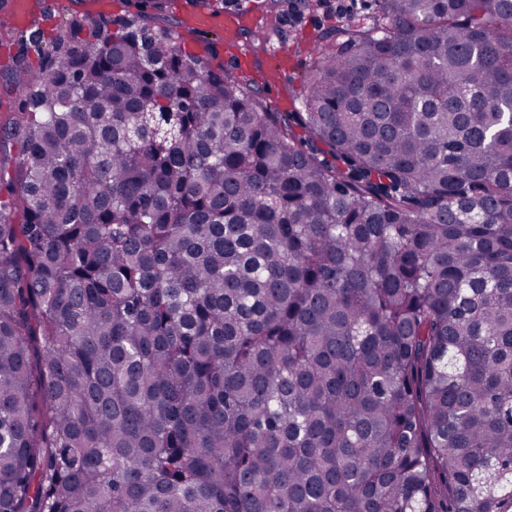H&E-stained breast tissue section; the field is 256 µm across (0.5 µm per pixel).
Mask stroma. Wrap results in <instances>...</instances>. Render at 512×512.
Returning a JSON list of instances; mask_svg holds the SVG:
<instances>
[{"mask_svg":"<svg viewBox=\"0 0 512 512\" xmlns=\"http://www.w3.org/2000/svg\"><path fill=\"white\" fill-rule=\"evenodd\" d=\"M44 14L39 15V27L44 33L60 28L71 14H114L124 10V0H43ZM376 0H322L315 11L299 16L276 17L257 8L254 0H241L240 10L253 18L252 31L227 41L222 25L203 30L182 29L185 39L195 41L201 50L216 48L225 67L246 74L263 87L272 111L292 112L313 71L314 55L310 51L312 38L328 26L346 25L353 20L372 16ZM273 31L274 39L267 44L257 39L258 32Z\"/></svg>","mask_w":512,"mask_h":512,"instance_id":"35a3bbf8","label":"stroma"}]
</instances>
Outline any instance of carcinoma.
<instances>
[{
  "instance_id": "carcinoma-1",
  "label": "carcinoma",
  "mask_w": 512,
  "mask_h": 512,
  "mask_svg": "<svg viewBox=\"0 0 512 512\" xmlns=\"http://www.w3.org/2000/svg\"><path fill=\"white\" fill-rule=\"evenodd\" d=\"M142 2L0 20V512H512V0H379L299 112ZM45 14L36 16L38 26H33V30L39 27L44 31L45 37H48L53 30L59 29L75 12L89 11L93 16L98 13L114 14L126 9L124 0H41ZM106 3L107 5H101Z\"/></svg>"
}]
</instances>
